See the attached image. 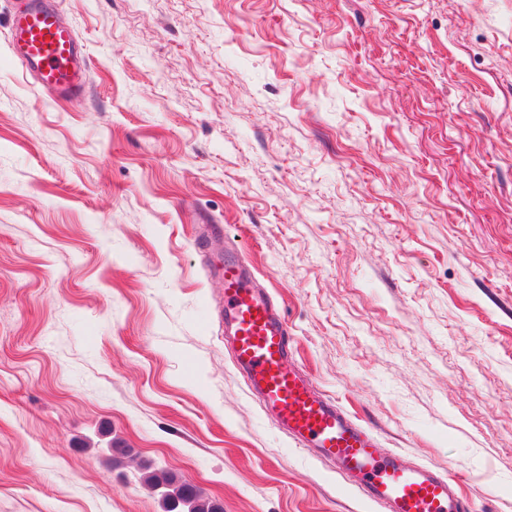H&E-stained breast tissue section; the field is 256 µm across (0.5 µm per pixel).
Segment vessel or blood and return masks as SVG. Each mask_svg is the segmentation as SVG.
Segmentation results:
<instances>
[{"label": "vessel or blood", "mask_w": 512, "mask_h": 512, "mask_svg": "<svg viewBox=\"0 0 512 512\" xmlns=\"http://www.w3.org/2000/svg\"><path fill=\"white\" fill-rule=\"evenodd\" d=\"M15 62L37 83L77 89L81 41L57 11L32 6L15 12L10 29ZM224 325L233 336V359L270 414L296 447L335 465L381 512H471L447 474L426 464L381 456L364 428L334 401L317 394L310 379L287 360L288 325L270 296L256 288L245 261L225 256Z\"/></svg>", "instance_id": "b4317fda"}]
</instances>
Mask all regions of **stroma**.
I'll list each match as a JSON object with an SVG mask.
<instances>
[{
    "label": "stroma",
    "instance_id": "35a3bbf8",
    "mask_svg": "<svg viewBox=\"0 0 512 512\" xmlns=\"http://www.w3.org/2000/svg\"><path fill=\"white\" fill-rule=\"evenodd\" d=\"M0 0V512H380L224 346V245L383 453L512 512V0H58L84 88ZM132 450L120 466L112 440ZM10 46L15 62L37 83L63 92L78 88L77 59L81 41L56 10L31 6L14 12ZM141 482L150 489L158 485L171 488L174 497L162 499L163 512H224L222 505L206 497L196 486L180 482L174 473L156 469L150 463L142 467Z\"/></svg>",
    "mask_w": 512,
    "mask_h": 512
}]
</instances>
